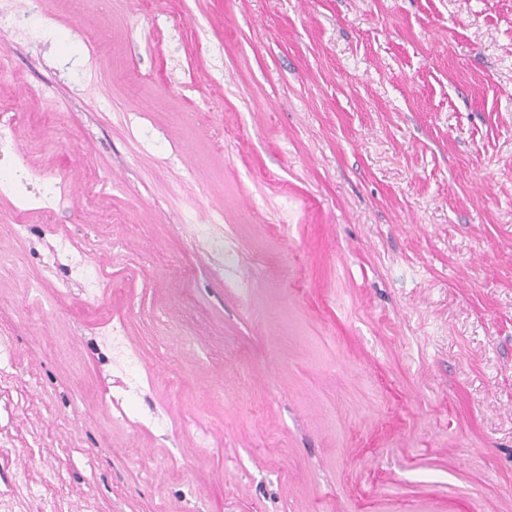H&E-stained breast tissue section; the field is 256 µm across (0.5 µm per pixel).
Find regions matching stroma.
Listing matches in <instances>:
<instances>
[{
  "label": "stroma",
  "instance_id": "obj_1",
  "mask_svg": "<svg viewBox=\"0 0 512 512\" xmlns=\"http://www.w3.org/2000/svg\"><path fill=\"white\" fill-rule=\"evenodd\" d=\"M10 6L0 512H512V0Z\"/></svg>",
  "mask_w": 512,
  "mask_h": 512
}]
</instances>
